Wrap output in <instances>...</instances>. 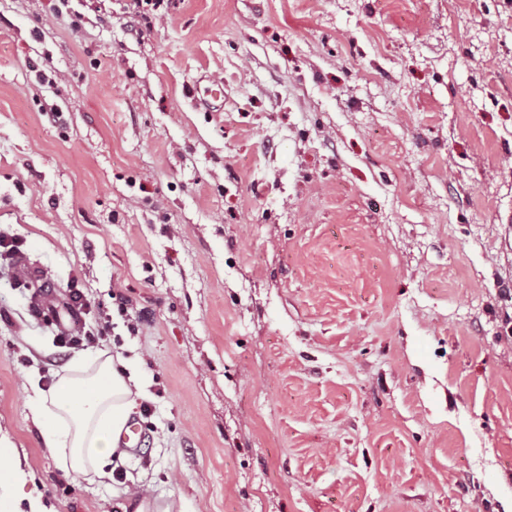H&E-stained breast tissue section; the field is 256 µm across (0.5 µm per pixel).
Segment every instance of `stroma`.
<instances>
[{
	"label": "stroma",
	"instance_id": "35a3bbf8",
	"mask_svg": "<svg viewBox=\"0 0 512 512\" xmlns=\"http://www.w3.org/2000/svg\"><path fill=\"white\" fill-rule=\"evenodd\" d=\"M0 233L142 387L143 447L61 469L0 264L55 512H512V0H0Z\"/></svg>",
	"mask_w": 512,
	"mask_h": 512
}]
</instances>
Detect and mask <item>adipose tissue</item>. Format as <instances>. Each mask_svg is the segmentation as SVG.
<instances>
[{
	"mask_svg": "<svg viewBox=\"0 0 512 512\" xmlns=\"http://www.w3.org/2000/svg\"><path fill=\"white\" fill-rule=\"evenodd\" d=\"M127 368L125 360L98 351L76 357L50 387L34 386V419L64 468L103 476L140 397ZM30 479L15 448L0 444V512H49L40 496H18Z\"/></svg>",
	"mask_w": 512,
	"mask_h": 512,
	"instance_id": "1",
	"label": "adipose tissue"
}]
</instances>
